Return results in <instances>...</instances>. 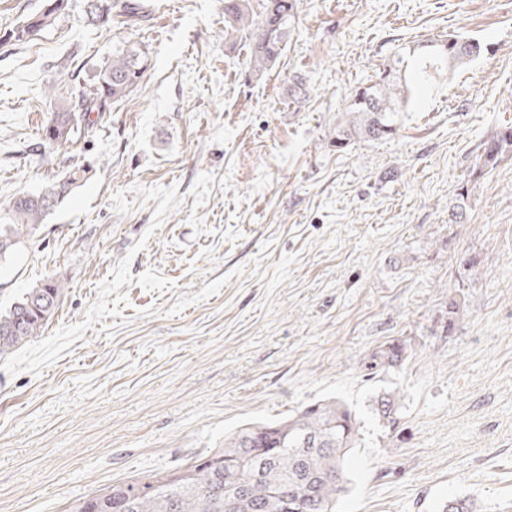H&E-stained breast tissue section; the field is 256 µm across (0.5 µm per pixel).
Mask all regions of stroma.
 Returning <instances> with one entry per match:
<instances>
[{"mask_svg": "<svg viewBox=\"0 0 512 512\" xmlns=\"http://www.w3.org/2000/svg\"><path fill=\"white\" fill-rule=\"evenodd\" d=\"M141 2L142 22L104 30L70 0L14 42L46 0H0V225L17 194L91 168L0 262L1 310L64 285L0 355V512H66L321 398L362 421L337 512H512V158L469 180L512 125V0H297L259 78L249 40H224V0ZM453 34L482 57L422 84L394 138L337 149L356 87ZM127 41L151 55L141 83L74 145H42ZM394 342L406 361L372 376ZM387 388L391 428L371 411ZM46 8L40 14L31 17L25 24L12 30L10 39L23 42L44 28L53 24L55 19L69 7V0H48ZM512 152V126L503 127L482 145V155L469 174L477 182L487 173L490 167L497 164L502 154Z\"/></svg>", "mask_w": 512, "mask_h": 512, "instance_id": "obj_1", "label": "stroma"}]
</instances>
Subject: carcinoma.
I'll return each instance as SVG.
<instances>
[{"instance_id": "cac0c4a2", "label": "carcinoma", "mask_w": 512, "mask_h": 512, "mask_svg": "<svg viewBox=\"0 0 512 512\" xmlns=\"http://www.w3.org/2000/svg\"><path fill=\"white\" fill-rule=\"evenodd\" d=\"M86 0L90 25L108 28L112 14H103L95 2ZM224 0V15L231 31L248 33L255 73H262L281 55L294 29L296 0ZM69 0H48L43 12L12 30L10 38L23 42L53 24L67 10ZM427 51L415 60L418 80L479 59L483 43L470 37L450 35L425 44ZM149 52L128 44L112 52L101 65L89 88L71 98L53 113L43 129L44 142L62 147L73 142L94 124L93 112H105L112 103L136 88L148 69ZM406 76L390 69L378 70L372 84L355 89L348 109L336 126V148L352 140L375 141L393 137L399 130L400 112L412 97ZM512 152V126L503 127L482 145V155L470 172L477 182L499 157ZM90 168L79 166L35 193L17 196L8 206L12 223L0 225V261L13 252L23 235L35 229L82 181ZM63 285L54 280L28 289L4 313H0V354L28 337L40 334L54 316ZM405 347L392 344L373 355L369 369L387 371L401 366ZM399 397L393 391L377 393L372 409L386 427L398 420ZM361 420L345 403L332 398L315 401L286 419L252 422L224 437V448L198 459L186 468L187 479L143 476L111 486L108 490L73 502L68 512H282L281 493L288 489L304 503L298 512H336V503L346 490V455L361 441Z\"/></svg>"}]
</instances>
